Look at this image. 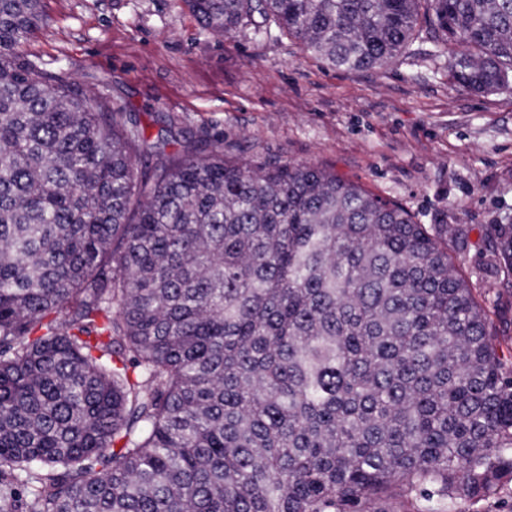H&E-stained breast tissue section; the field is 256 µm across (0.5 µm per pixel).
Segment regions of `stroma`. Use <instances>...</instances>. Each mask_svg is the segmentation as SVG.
I'll list each match as a JSON object with an SVG mask.
<instances>
[{
    "instance_id": "1",
    "label": "stroma",
    "mask_w": 512,
    "mask_h": 512,
    "mask_svg": "<svg viewBox=\"0 0 512 512\" xmlns=\"http://www.w3.org/2000/svg\"><path fill=\"white\" fill-rule=\"evenodd\" d=\"M21 46L88 95L111 94L149 135L170 120L263 162L312 164L403 206L421 224L469 226L460 264L512 353V281H478L479 239L512 224V90L454 85L448 55L417 40L394 64L343 72L294 38L203 29L183 0H44Z\"/></svg>"
}]
</instances>
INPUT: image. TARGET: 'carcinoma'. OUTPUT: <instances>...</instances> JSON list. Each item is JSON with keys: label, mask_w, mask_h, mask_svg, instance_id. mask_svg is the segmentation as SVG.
Masks as SVG:
<instances>
[{"label": "carcinoma", "mask_w": 512, "mask_h": 512, "mask_svg": "<svg viewBox=\"0 0 512 512\" xmlns=\"http://www.w3.org/2000/svg\"><path fill=\"white\" fill-rule=\"evenodd\" d=\"M346 72L429 28L512 88V0H183ZM0 0V512H442L512 483V357L462 225L311 164L156 138L19 47ZM512 279V224L481 237Z\"/></svg>", "instance_id": "carcinoma-1"}]
</instances>
